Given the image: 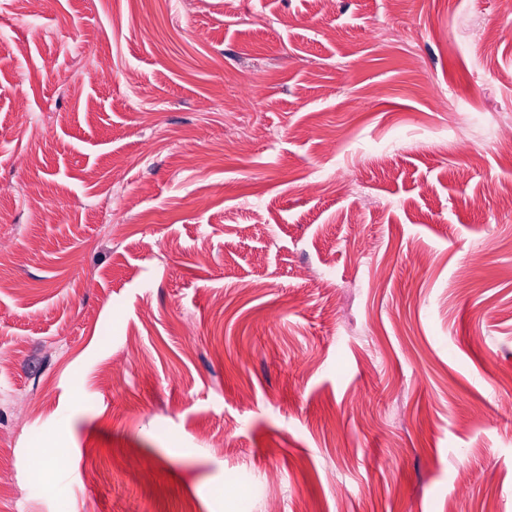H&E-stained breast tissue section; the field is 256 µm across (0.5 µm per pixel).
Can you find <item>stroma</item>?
Here are the masks:
<instances>
[{
    "instance_id": "obj_1",
    "label": "stroma",
    "mask_w": 512,
    "mask_h": 512,
    "mask_svg": "<svg viewBox=\"0 0 512 512\" xmlns=\"http://www.w3.org/2000/svg\"><path fill=\"white\" fill-rule=\"evenodd\" d=\"M509 17L0 0V512H512Z\"/></svg>"
}]
</instances>
